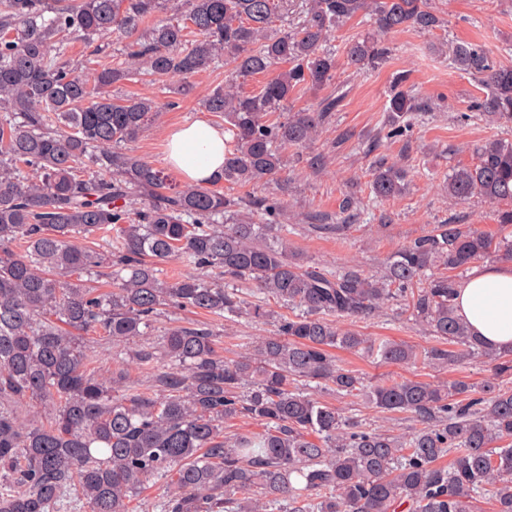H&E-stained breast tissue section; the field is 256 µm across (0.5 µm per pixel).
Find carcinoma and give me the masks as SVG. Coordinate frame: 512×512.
Listing matches in <instances>:
<instances>
[{
	"label": "carcinoma",
	"instance_id": "1",
	"mask_svg": "<svg viewBox=\"0 0 512 512\" xmlns=\"http://www.w3.org/2000/svg\"><path fill=\"white\" fill-rule=\"evenodd\" d=\"M290 13L293 28L277 31ZM360 14L375 34L345 48L354 68L383 62L388 34L443 26L428 0H0V512H54L72 489L85 512H133L134 496L155 478L175 489L165 512H472L486 491L495 512H512V389L401 376L368 387L332 353L439 369L464 354L495 362L498 376L511 373L512 351L486 346L457 315L451 272L492 253L512 260V240L436 224L393 252L381 276L356 266L322 272L288 244V225L277 223L284 202L224 193L226 184L253 193L281 176L285 150L311 144L344 93L312 111L284 106L297 89L333 80L330 32ZM111 33L126 39L118 62L68 58L73 35L90 44ZM451 53L488 89L482 117L512 123V67L478 43ZM219 67L224 85L201 104L231 134L220 175L180 184L127 150L159 105L111 88L178 77V93L189 96L196 75ZM254 75L265 77L259 90L243 91L239 79ZM407 81L397 78L390 99L394 136L429 109ZM407 185L395 163L373 173L382 200ZM447 187L458 200L506 203L498 221L511 225L512 141L482 143ZM172 260L194 272L162 279ZM435 267L443 273L426 275ZM226 279L251 285L266 303L245 301ZM390 301L442 346L376 342L340 326ZM167 306L215 321L264 320L272 330L226 359L212 324L175 325L131 360L112 356L111 374H98L84 337L126 343ZM156 351L171 366L154 368ZM133 364L147 370V384L131 376ZM301 381L407 413L420 427L366 429ZM240 417L261 430L226 434Z\"/></svg>",
	"mask_w": 512,
	"mask_h": 512
}]
</instances>
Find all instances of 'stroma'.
<instances>
[{
	"label": "stroma",
	"mask_w": 512,
	"mask_h": 512,
	"mask_svg": "<svg viewBox=\"0 0 512 512\" xmlns=\"http://www.w3.org/2000/svg\"><path fill=\"white\" fill-rule=\"evenodd\" d=\"M444 21L432 32L406 30L388 38L390 53L377 66L353 69L343 51L352 40L367 35L371 26L358 16L332 32L329 45L336 50L337 67L332 88L345 98L323 125L315 142L306 148H288L284 175L287 189L277 184L259 188L262 196L283 195L294 215L289 239L305 265L335 269L356 265L370 275H381L384 261L405 241L437 224H466L499 236L497 205L480 196L459 201L450 198L444 181L453 168L475 161L476 145L490 139H512V124L490 125L476 115L475 105L486 90L456 68L444 42H476L498 64L512 66V0H430ZM407 72L408 87L430 109L404 132L388 138L386 119L394 76ZM196 91L177 94L178 79L134 81L121 85L120 96L150 98L161 109L154 122L131 145L133 154L167 168L164 135L167 129L196 118L223 125V118L205 111L200 98L224 81L223 70L195 76ZM379 162L406 166L410 178L405 192L394 199L374 201L372 171ZM346 225L336 233V225ZM350 329L375 340L390 339L419 347L435 340L417 324L400 303H390L371 319L353 321ZM340 365L366 381L379 383L404 376L425 382L464 381L479 385L499 380L512 387V374L495 377L485 358H461L436 370L423 363L406 366L381 364L362 353L342 349ZM318 401L335 405L369 429L408 432L416 423L406 413H383L357 399L322 390Z\"/></svg>",
	"instance_id": "1"
}]
</instances>
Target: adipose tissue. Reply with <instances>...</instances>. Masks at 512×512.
Listing matches in <instances>:
<instances>
[{
    "mask_svg": "<svg viewBox=\"0 0 512 512\" xmlns=\"http://www.w3.org/2000/svg\"><path fill=\"white\" fill-rule=\"evenodd\" d=\"M167 160L185 180L204 182L224 165V131L196 120L167 135ZM457 314L487 346L512 350V262L474 266L454 297Z\"/></svg>",
    "mask_w": 512,
    "mask_h": 512,
    "instance_id": "1",
    "label": "adipose tissue"
}]
</instances>
